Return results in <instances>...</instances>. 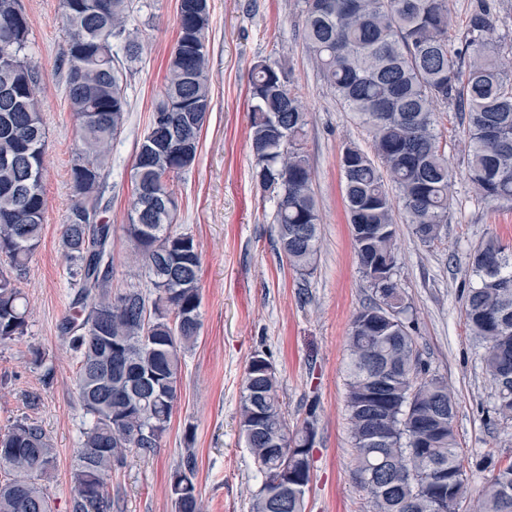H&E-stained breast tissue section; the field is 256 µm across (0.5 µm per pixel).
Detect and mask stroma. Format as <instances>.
<instances>
[{
  "mask_svg": "<svg viewBox=\"0 0 512 512\" xmlns=\"http://www.w3.org/2000/svg\"><path fill=\"white\" fill-rule=\"evenodd\" d=\"M28 17L48 151L43 183L46 212L40 245L21 279L31 308L26 333L0 343V432L24 417L51 438L57 459L49 485L53 512H73L72 466L81 432L90 423L78 397V359L61 336L73 288L60 237L76 201L70 169L79 148L66 97L62 60L68 37L61 0H21ZM208 43L211 107L193 166L175 177V229L191 234L201 254V331L185 357L179 400L159 448L129 454L108 481L112 512H175L170 473L183 448L197 459L196 484L204 512H249L261 484L239 436L238 412L249 361L266 357L276 368L289 426L313 418L315 443L306 512H368V494L354 476L355 452L346 411L347 334L353 314L372 295L354 255L343 197L346 147L371 152L369 129L326 88L303 41V0H210ZM179 0H133L128 18L145 48L123 71L128 119L112 143L103 214L112 226V289L136 283L124 232L132 201L131 168L163 89L178 38ZM285 65L290 89L307 123L303 149L312 167L320 212V251L310 274L288 264L276 242L274 200L253 173L249 113L253 65ZM435 127L453 170L452 199L442 236L423 244L403 210L395 212L396 279L413 308L412 334L432 372L448 382L457 402L454 420L479 492L491 472L487 458L512 461V423H490L491 384L481 347L461 313L460 294L471 279L470 251L487 234L512 249V203L478 198L469 182L466 135L460 116L437 110ZM54 365L44 384L33 350ZM37 406H30L31 396Z\"/></svg>",
  "mask_w": 512,
  "mask_h": 512,
  "instance_id": "obj_1",
  "label": "stroma"
}]
</instances>
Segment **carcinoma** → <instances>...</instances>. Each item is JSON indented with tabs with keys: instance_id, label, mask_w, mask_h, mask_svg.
I'll list each match as a JSON object with an SVG mask.
<instances>
[{
	"instance_id": "cac0c4a2",
	"label": "carcinoma",
	"mask_w": 512,
	"mask_h": 512,
	"mask_svg": "<svg viewBox=\"0 0 512 512\" xmlns=\"http://www.w3.org/2000/svg\"><path fill=\"white\" fill-rule=\"evenodd\" d=\"M130 0H62L68 34L66 94L80 148L71 179L78 199L62 225L61 247L76 288L61 332L79 359L78 395L93 419L82 431L72 472L75 512H112V467L127 453L149 455L171 422L185 353L201 330L200 253L188 233H175L173 176L181 154L197 155L211 105L209 0H179V37L152 117L165 115L173 140L148 131L132 168L133 200L124 231L134 273L145 269L150 292L137 284L112 292V225L100 218L112 140L127 119L119 63L139 59L143 45L127 32ZM496 13L476 0L448 44V0H304L303 39L336 102L369 126L374 157L356 147L341 161L350 224L390 227L354 240L359 271L372 299L353 316L347 336L346 408L355 478L370 512H459L470 488L454 428L456 401L430 373L411 334V305L394 280V204L399 202L424 244L448 223L453 175L435 130L441 104L461 113L468 136V178L485 201L512 202V70L492 42ZM39 69L29 53V24L20 0H0V342L22 336L28 309L18 286L37 250L44 223L48 138L38 98ZM288 69L259 61L250 83L254 179L275 201L277 242L289 265L311 270L319 252L320 215L309 160L301 144L305 108ZM512 259L497 237L469 254L475 284L461 297L470 334L482 344L493 393L489 419L512 422ZM239 433L263 481L250 512H305V497L283 491V465L309 478L314 423L292 431L278 394L277 370L265 357L249 362ZM56 460L50 437L24 418L0 435V512H50L47 483ZM176 512H203L193 449L170 476ZM475 512H512V461L493 466Z\"/></svg>"
}]
</instances>
